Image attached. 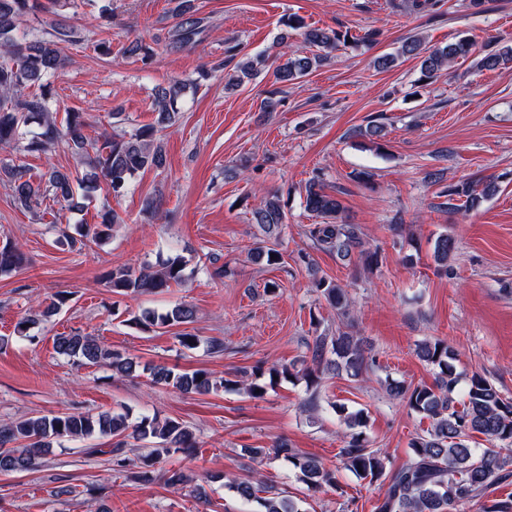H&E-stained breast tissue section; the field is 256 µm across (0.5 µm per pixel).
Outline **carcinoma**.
I'll return each instance as SVG.
<instances>
[{
    "mask_svg": "<svg viewBox=\"0 0 512 512\" xmlns=\"http://www.w3.org/2000/svg\"><path fill=\"white\" fill-rule=\"evenodd\" d=\"M31 2L0 0V145L10 147L20 143L25 152L46 158L64 148L80 159L83 167L73 174L50 168L35 184L25 166L0 161V180L10 185L17 206L32 210L50 195L72 201L77 190L87 198L103 183L118 196L130 187L139 173L164 169L166 156L157 133L178 120L188 84L176 80L165 87L155 88L153 111L157 112V125H145L130 134L103 133L100 138L91 139L86 133L90 127L87 113L68 111L59 118L52 109L56 94L54 78L65 66L59 45L79 44L83 38L64 19L55 21L45 35H38L27 25ZM173 14L176 22L169 37L170 50L192 49L206 26V18L187 14L181 4L173 9ZM284 25L304 29L305 42L317 48L310 53L296 49L275 56L280 61L274 71L275 78L285 85L300 83L302 78L321 67L332 51L356 41V37L347 32L305 28L296 16H288ZM472 55L473 44L466 36L444 46H429L422 38L413 35L406 38L396 52L379 56L375 64L386 70L394 67L402 57L418 59L419 82L425 83L436 78L442 70L468 61ZM266 61L267 58L258 56L237 62L226 87L236 88L257 78ZM475 65L487 70H511L512 45L485 54L475 60ZM497 192L495 178L489 177L450 188L445 194L448 206H455L454 198L458 197L463 199V207L477 210ZM304 207L321 219L309 228V235L320 249L342 258H349L356 251L367 266L378 265L379 252L365 247L357 225L338 219L343 206L335 196L324 191L320 178L315 177L307 183ZM99 218L97 224L76 225V235L65 236L67 245L80 252L91 243L104 241L112 225L119 223V216L108 209L101 212ZM252 219L267 245L250 249L251 261L258 265L280 263L283 255L278 250L279 238L287 221L281 197L271 194L261 198L252 209ZM454 251L455 242L446 235L438 236L432 243L434 261L444 269L448 268ZM24 262V254L18 247L5 245L0 248V274L17 270ZM190 263L191 259L182 254L168 255L154 263L145 261L137 268L114 267L106 280L116 294H160L188 279ZM314 288L337 314L348 315L350 303L340 285L321 277L314 282ZM67 301V295H56L38 314L21 319L15 326V334L29 341L35 340L29 334L31 326L47 322L61 313ZM195 320V310L179 302L160 310L144 308L128 322L144 330H163L190 325ZM54 348L58 355L74 363L104 365L121 376L138 377L147 372L152 383L164 384L185 394L231 389L256 397V390L263 389L256 381L216 379L206 370L177 372L166 366H142L136 358L113 352L96 337L80 331L55 336ZM415 354L435 371L432 385L411 386L391 380L386 386L391 399L401 401L410 411L429 421L426 430L410 442L407 461L386 473V456L369 447L363 433L359 432L367 424V414L362 409L349 412L344 406L335 405L333 409L343 416L344 424L350 430L345 446L339 452L341 468L372 481L389 476L388 487L383 498L378 500L375 512H467L472 507L477 508V512H512V495L504 499L486 496L489 487L512 478V398L504 396L480 374L472 375L462 396H457L460 380L456 372L458 352L445 340L421 342L416 346ZM311 359L313 368L305 373L311 387L320 384L322 373L338 375L344 372L352 378L366 380L377 368L376 359L367 355L360 340L351 331L340 328L334 336L315 337ZM475 434L484 436L489 446H472L471 438ZM108 437L113 439L111 448L91 447L87 452L110 454L113 466L135 471L136 477L145 483L154 480V467L164 458L178 452L190 454L197 448L195 430L172 419L160 421L144 415L130 422L128 414L117 411L21 417L0 423V474L32 470L54 440L85 441ZM128 437L142 442L147 453L136 459L125 455ZM248 453L283 458L296 481L310 490L337 485L333 470L289 447L284 440L271 448H250ZM231 488L243 500L257 502L261 512H307L304 500L264 487L255 475L233 481Z\"/></svg>",
    "mask_w": 512,
    "mask_h": 512,
    "instance_id": "obj_1",
    "label": "carcinoma"
}]
</instances>
